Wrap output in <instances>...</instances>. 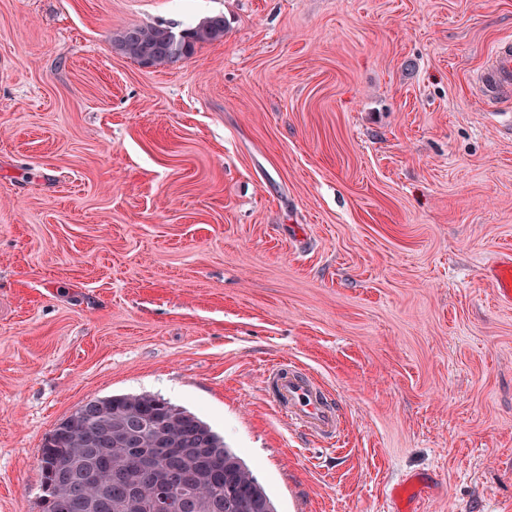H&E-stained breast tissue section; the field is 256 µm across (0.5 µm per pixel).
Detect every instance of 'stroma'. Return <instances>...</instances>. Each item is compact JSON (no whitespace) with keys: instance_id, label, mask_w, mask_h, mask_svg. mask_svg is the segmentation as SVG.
Here are the masks:
<instances>
[{"instance_id":"stroma-1","label":"stroma","mask_w":512,"mask_h":512,"mask_svg":"<svg viewBox=\"0 0 512 512\" xmlns=\"http://www.w3.org/2000/svg\"><path fill=\"white\" fill-rule=\"evenodd\" d=\"M219 14L174 65L115 42ZM504 38L512 0H0V512H44L45 438L123 394L277 512H512V99L473 89ZM279 361L340 441L270 401ZM266 392L307 435L325 439L340 433L342 414L315 377L292 365L276 366L266 378Z\"/></svg>"}]
</instances>
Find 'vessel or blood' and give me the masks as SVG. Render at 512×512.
I'll return each instance as SVG.
<instances>
[{
  "instance_id": "obj_1",
  "label": "vessel or blood",
  "mask_w": 512,
  "mask_h": 512,
  "mask_svg": "<svg viewBox=\"0 0 512 512\" xmlns=\"http://www.w3.org/2000/svg\"><path fill=\"white\" fill-rule=\"evenodd\" d=\"M484 101L512 96V41L497 42L489 59L474 78ZM266 392L307 435L325 439L339 434L342 415L325 387L313 376L291 365L273 368L266 378Z\"/></svg>"
}]
</instances>
